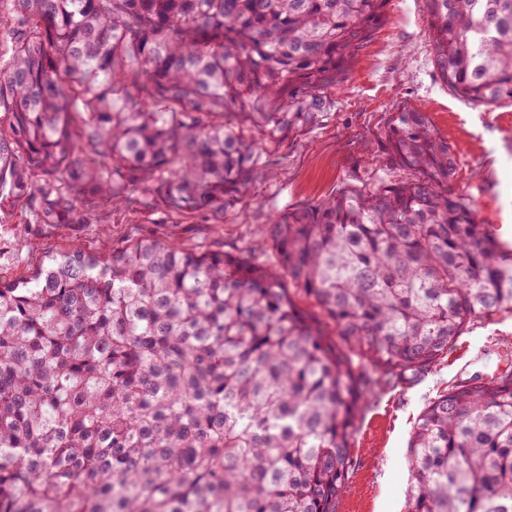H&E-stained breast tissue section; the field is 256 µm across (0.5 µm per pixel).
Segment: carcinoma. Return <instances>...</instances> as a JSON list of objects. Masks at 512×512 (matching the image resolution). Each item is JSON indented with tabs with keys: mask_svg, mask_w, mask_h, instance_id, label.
<instances>
[{
	"mask_svg": "<svg viewBox=\"0 0 512 512\" xmlns=\"http://www.w3.org/2000/svg\"><path fill=\"white\" fill-rule=\"evenodd\" d=\"M386 6L0 0V214L105 233L131 190L224 214ZM426 23L453 95L512 101V0H426ZM379 141L390 176L276 213L258 254L73 244L0 283V512H336L368 396L512 313L429 114ZM408 455L409 512H512V369L428 402Z\"/></svg>",
	"mask_w": 512,
	"mask_h": 512,
	"instance_id": "carcinoma-1",
	"label": "carcinoma"
}]
</instances>
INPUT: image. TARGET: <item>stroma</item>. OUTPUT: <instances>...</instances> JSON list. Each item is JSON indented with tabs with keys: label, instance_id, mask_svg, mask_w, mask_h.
Returning <instances> with one entry per match:
<instances>
[{
	"label": "stroma",
	"instance_id": "obj_1",
	"mask_svg": "<svg viewBox=\"0 0 512 512\" xmlns=\"http://www.w3.org/2000/svg\"><path fill=\"white\" fill-rule=\"evenodd\" d=\"M386 13V23L360 49L355 65L327 89L325 111L285 133L265 175L223 216L173 213L154 195L135 191L113 210L111 237H97L83 225L25 231L19 251L0 255V280L25 277L46 251L73 241L103 252L146 235L201 251L261 246V228L286 206L317 203L377 177L378 133L386 115L405 105L428 112L456 149L454 186L471 199L478 220L511 217L512 102L476 108L440 82L424 0H388ZM509 362L512 314L503 313L468 326L437 368L370 397L356 422L355 467L336 512H408L407 445L421 410L449 385L494 374Z\"/></svg>",
	"mask_w": 512,
	"mask_h": 512
}]
</instances>
